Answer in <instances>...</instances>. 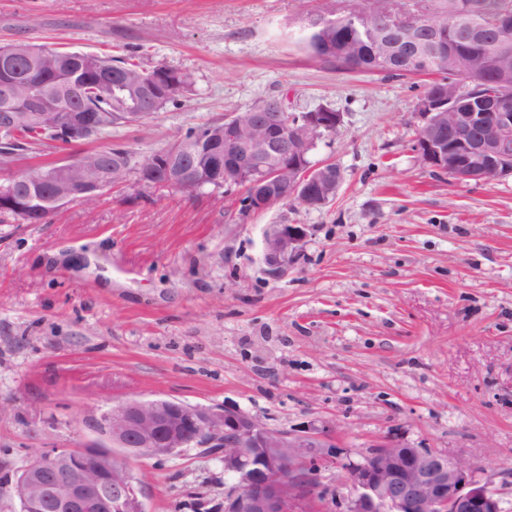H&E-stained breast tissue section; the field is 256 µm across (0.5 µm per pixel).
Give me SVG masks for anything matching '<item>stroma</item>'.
Here are the masks:
<instances>
[{
	"label": "stroma",
	"mask_w": 512,
	"mask_h": 512,
	"mask_svg": "<svg viewBox=\"0 0 512 512\" xmlns=\"http://www.w3.org/2000/svg\"><path fill=\"white\" fill-rule=\"evenodd\" d=\"M352 0H0V45L134 56L189 74L147 123L113 131L136 155L259 101L341 112L311 159L342 182L320 208L243 215L241 188L188 198L104 192L43 224L0 223V512L35 453L97 441L90 416L127 398L229 405L342 447L392 436L473 461L512 512V176L459 182L419 158V75L346 71L298 42L309 12ZM55 144L0 168L101 148ZM302 224L288 275L261 261L268 225ZM145 512H224L220 456L132 462ZM322 512H346L319 466Z\"/></svg>",
	"instance_id": "1"
}]
</instances>
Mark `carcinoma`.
Returning <instances> with one entry per match:
<instances>
[{
    "mask_svg": "<svg viewBox=\"0 0 512 512\" xmlns=\"http://www.w3.org/2000/svg\"><path fill=\"white\" fill-rule=\"evenodd\" d=\"M512 16V0H439L438 12L426 15L427 21L440 33L437 44L429 41L407 43L412 54L430 55L435 51L448 55V67L440 68L429 62L410 63L400 55L390 61L383 58L387 36L373 28L358 23L348 24L349 39L338 37L337 28L320 29L300 34L298 41L310 56L336 63L343 68L349 59L357 58V71L363 73H387L401 76L407 73L440 74L443 85L464 83L480 89L484 94L500 93L503 86L496 66L497 36L492 21L501 14ZM14 58L7 62L0 54V70L10 67L18 78L20 94L66 93L71 72L76 71L85 85L84 94L77 106L97 117V127L89 136L91 140L112 137V129L124 126L115 117L119 112H141L146 120L152 119L164 106L187 91L191 85L187 74L167 65L143 68L131 56H100L97 54L69 51L51 45H10ZM145 81L155 84L156 91L143 96L134 105L125 98L121 84L136 86ZM57 120L47 116L40 123L20 124L0 132V165L8 166L14 157L54 142L68 140L52 134ZM219 126L207 123L188 130L168 146L154 151L171 160V168L177 169L188 162L186 151H193L196 166L207 165L209 134ZM109 155L106 166L99 162L100 150L89 151L82 156L79 177L86 181L108 180L113 186H122L132 180L151 188L165 184L184 196L198 195L194 182L189 178L173 180L162 172L157 177L141 174L135 164L134 154L120 146H105ZM56 166L37 165L26 168L4 180H0V196L23 194L29 198V211L19 213L0 205V216L21 217L26 224H42L54 211L44 203L53 194L50 177Z\"/></svg>",
    "mask_w": 512,
    "mask_h": 512,
    "instance_id": "obj_1",
    "label": "carcinoma"
}]
</instances>
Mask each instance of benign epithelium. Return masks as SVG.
<instances>
[{
	"instance_id": "1",
	"label": "benign epithelium",
	"mask_w": 512,
	"mask_h": 512,
	"mask_svg": "<svg viewBox=\"0 0 512 512\" xmlns=\"http://www.w3.org/2000/svg\"><path fill=\"white\" fill-rule=\"evenodd\" d=\"M362 17L376 27L410 34L426 28L421 14L389 6L355 14L357 20ZM334 21V15L315 11L308 14L306 27L326 28ZM15 86L7 78L0 82V96L11 103L0 112V130L31 121L40 112L60 113L71 141L84 139L95 126L96 117L69 100L21 96ZM419 114L427 135L416 139L415 150L428 167L457 181H480L489 172L512 175V107L506 98L477 96L465 85L449 94L439 86L422 96ZM244 123L258 136L248 137ZM340 124L341 114L324 108L289 113L279 97L244 121L231 112L222 133L209 143V164L198 173L201 185L237 181L258 161L275 155L274 173L252 184L251 209L265 211L288 199L313 207L317 196L328 198L339 188L342 175L328 162L307 158L317 136ZM107 189L103 183L71 181L55 191L53 202L60 209L73 201L95 200ZM306 236L300 225H270L262 246L267 274L284 277ZM89 426L107 444L53 448L27 461L11 484L22 512H145L130 461L191 448L221 449L224 475L234 480L224 487V512H305L313 487L305 482L303 469L312 461L343 470L354 492L347 512H502L495 493L477 478L473 462L393 437L353 455L336 444L335 430L327 424L277 429L237 407L166 398L123 400L90 419Z\"/></svg>"
}]
</instances>
